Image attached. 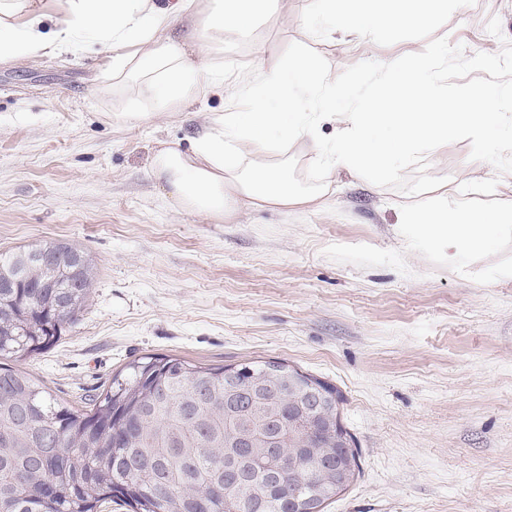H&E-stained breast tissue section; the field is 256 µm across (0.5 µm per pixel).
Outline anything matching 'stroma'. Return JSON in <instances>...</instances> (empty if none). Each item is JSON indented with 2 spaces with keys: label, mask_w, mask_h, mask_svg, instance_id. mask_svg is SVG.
Here are the masks:
<instances>
[{
  "label": "stroma",
  "mask_w": 512,
  "mask_h": 512,
  "mask_svg": "<svg viewBox=\"0 0 512 512\" xmlns=\"http://www.w3.org/2000/svg\"><path fill=\"white\" fill-rule=\"evenodd\" d=\"M311 8L282 0L225 67L244 68L260 45L270 62L352 84L355 110L387 60L444 42L449 94L492 89L512 113V0H455L435 27L349 48L302 35ZM477 54L495 67L473 69ZM104 62L86 50L0 64V253L60 240L96 269L80 322L17 368L82 409L145 355L280 360L344 396L361 471L326 512H512V224L452 258L400 213L444 181L480 209L512 203L499 178L512 155L460 137L377 182L318 172L333 193L305 208L188 215L149 161L158 142L187 140L224 111L223 94L127 128L111 118L116 101L90 90Z\"/></svg>",
  "instance_id": "1"
}]
</instances>
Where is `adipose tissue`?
I'll list each match as a JSON object with an SVG mask.
<instances>
[{"mask_svg":"<svg viewBox=\"0 0 512 512\" xmlns=\"http://www.w3.org/2000/svg\"><path fill=\"white\" fill-rule=\"evenodd\" d=\"M280 0H0V62L21 63L68 51L75 38L108 49L95 79L100 96H125L114 120L134 127L188 103L223 92L227 112L209 113L188 146L166 143L150 160V174L181 211L221 219L243 207H305L323 198L320 185L288 183V145L302 141L311 166L353 178L392 176L398 164L446 145L460 134L484 141L495 133L500 152L512 154V116L494 109L484 89L449 95L438 81L433 52L406 66L385 65L382 91L356 111L350 87L328 71L312 76L299 64L269 65L254 50L245 71L224 67L230 39L275 14ZM448 0H313L303 34L324 32L342 46L371 30L397 32L437 24ZM331 123L335 143L319 130ZM419 234L449 244L481 247L493 224H512V207L482 211L457 191L405 210Z\"/></svg>","mask_w":512,"mask_h":512,"instance_id":"1","label":"adipose tissue"}]
</instances>
